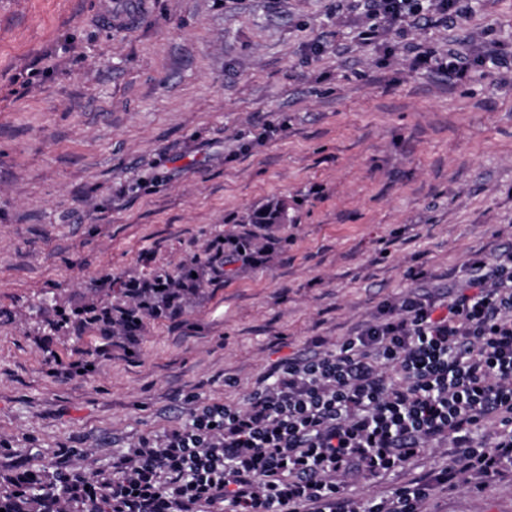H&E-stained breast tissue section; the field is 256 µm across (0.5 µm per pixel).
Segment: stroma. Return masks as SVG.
<instances>
[{"mask_svg":"<svg viewBox=\"0 0 512 512\" xmlns=\"http://www.w3.org/2000/svg\"><path fill=\"white\" fill-rule=\"evenodd\" d=\"M369 22L366 0H0V495L15 467L108 468L186 422L184 394L243 401L312 337L512 250V69L452 86L408 53L488 29L512 55V0L376 47L358 39ZM280 199L270 262L203 284L131 351L100 359L57 329ZM76 350L93 369L58 378ZM450 455L441 443L353 494L391 497ZM422 510L512 512V469L478 492L435 487Z\"/></svg>","mask_w":512,"mask_h":512,"instance_id":"35a3bbf8","label":"stroma"}]
</instances>
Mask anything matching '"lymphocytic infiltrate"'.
I'll return each instance as SVG.
<instances>
[{
  "mask_svg": "<svg viewBox=\"0 0 512 512\" xmlns=\"http://www.w3.org/2000/svg\"><path fill=\"white\" fill-rule=\"evenodd\" d=\"M387 27L406 20L455 24L467 0H370ZM512 66L487 39L435 58L415 47L412 64L463 81L476 64ZM278 243L267 232L212 240L199 270L156 269L125 282L121 306L77 309L62 327L97 333L98 354L138 342L147 322L179 318L203 282L220 283L266 264ZM312 355L274 364L244 403L202 402L188 423L160 441L142 440L85 474L58 469L52 482L17 472L0 512H420L439 485L479 480L512 462V252L472 258L469 274L446 296L416 290L384 303L372 320ZM498 424L491 446L480 423ZM450 440L448 466L398 489L391 500L347 497L350 476H379L416 458L432 441Z\"/></svg>",
  "mask_w": 512,
  "mask_h": 512,
  "instance_id": "lymphocytic-infiltrate-1",
  "label": "lymphocytic infiltrate"
}]
</instances>
